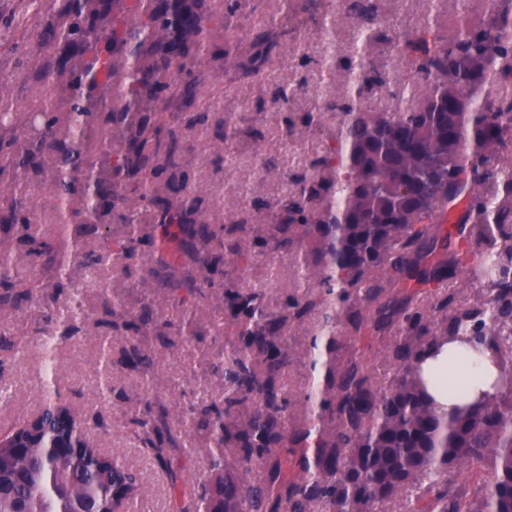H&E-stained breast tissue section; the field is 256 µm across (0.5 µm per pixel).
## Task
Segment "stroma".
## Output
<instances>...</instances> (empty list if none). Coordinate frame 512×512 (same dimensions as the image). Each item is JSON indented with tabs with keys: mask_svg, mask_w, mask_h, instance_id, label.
Listing matches in <instances>:
<instances>
[{
	"mask_svg": "<svg viewBox=\"0 0 512 512\" xmlns=\"http://www.w3.org/2000/svg\"><path fill=\"white\" fill-rule=\"evenodd\" d=\"M280 8V0H242L234 22L233 36L240 49H247L254 30L269 26ZM382 15L378 43L373 52L376 68L387 75V86L378 88L368 105L377 111L394 109L403 85L411 77L395 54L394 45L412 34L427 16H436L443 33H451L460 13L458 0H380ZM42 24L33 22L23 43L22 55H0V71L14 79L0 89V98L20 112L31 111L42 99L54 102L57 111H65L62 97L56 96L55 84L21 71L20 59L56 60L64 56V44L43 41ZM358 35L352 24L343 21L334 27V44L324 48L319 28L310 26L298 34L282 39L276 55L256 78L246 79L219 63L206 68V80L198 88L192 103H185L180 92L184 75L168 72V85L160 100L163 112L176 117L178 131L186 146L182 165L189 180L208 184L201 211L207 222L222 224L248 214L252 197L275 204L281 194L284 172L319 175L314 161L335 133L339 118L325 111L326 102L345 94L350 81L347 66L356 56ZM293 88L295 97L288 109L274 102L279 87ZM322 111L319 127L295 139L284 136L286 118ZM232 117L247 142V149L226 145V152L236 157L234 165H225L209 145L222 134L225 117ZM292 260L285 255H256L248 268L225 263L224 278L237 285H247L265 294L271 308H278L295 288L289 275ZM148 262L135 258L126 270H103L98 282L86 280L80 266H72L61 282L53 300L54 310L67 315L73 299H80L86 314L76 337L68 342L48 345L46 336L38 334L41 303L21 311H0V325L9 326L22 336L23 350L17 362L6 364L4 376L10 382L13 398L0 404V425L29 419L44 408L47 397L45 358L54 352L57 365L55 385L71 414L86 421L88 439L99 448L120 455L137 477V512H167L166 476L135 446L129 419L145 401L169 406L179 411L185 404L206 399L216 405L224 403V381L215 375L212 364L218 343L212 337L185 340L169 336L153 340L155 378L145 384L140 370L120 365L125 346L122 339L103 345L106 329L99 321L104 316V301L113 289H125L128 309L138 307L136 288L146 277ZM318 315L289 326L287 331L291 361L284 375L290 405L287 417L297 422L305 415L307 383V345ZM111 372L118 391L109 399L99 395L104 372ZM103 415L104 425H96V415Z\"/></svg>",
	"mask_w": 512,
	"mask_h": 512,
	"instance_id": "1",
	"label": "stroma"
}]
</instances>
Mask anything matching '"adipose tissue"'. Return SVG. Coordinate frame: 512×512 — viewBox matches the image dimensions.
Wrapping results in <instances>:
<instances>
[{
	"label": "adipose tissue",
	"mask_w": 512,
	"mask_h": 512,
	"mask_svg": "<svg viewBox=\"0 0 512 512\" xmlns=\"http://www.w3.org/2000/svg\"><path fill=\"white\" fill-rule=\"evenodd\" d=\"M461 367L469 384L462 394H454L448 382V366ZM425 389L445 410L464 408L492 398L498 390L500 367L495 350L485 344L451 339L432 345L418 362Z\"/></svg>",
	"instance_id": "1"
}]
</instances>
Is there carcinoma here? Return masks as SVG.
Instances as JSON below:
<instances>
[{"instance_id": "obj_1", "label": "carcinoma", "mask_w": 512, "mask_h": 512, "mask_svg": "<svg viewBox=\"0 0 512 512\" xmlns=\"http://www.w3.org/2000/svg\"><path fill=\"white\" fill-rule=\"evenodd\" d=\"M333 4L283 0L274 25L286 31L313 24L326 32ZM240 7V0H226L224 14L204 25L205 0H128L121 17L110 14L108 0H21L0 29V51H17L30 18L45 19L46 40L64 43L70 55L55 68L26 65L64 85L69 108L45 105L0 146V172L10 174L0 188L8 200L0 219L58 280L77 258L94 279L105 259L122 270L139 253L150 257L139 310L127 311L117 292L105 301L102 325L113 334L205 333L224 341L214 365L224 379V407H183L187 430L173 428L169 410L150 403L132 419L138 447L166 475L167 512H378L404 492L407 512H512V174L496 163L512 148V98L482 95L493 78L512 81V36L504 35L512 13L463 15L446 40L428 18L396 45L423 94L414 89L393 110L372 112L366 101L385 83L370 62L379 6L342 0L360 47L348 65L350 90L326 104L339 123L315 165L330 177L284 179L274 222L266 226L256 223L265 203L248 218L207 224L200 213L207 186L187 185L184 142L157 111L166 89L160 72H188L183 96L193 99L205 79L197 60L215 32L230 31ZM277 45L266 28L254 33L248 52L224 41L217 59L253 78ZM119 75L125 103L117 108L107 92ZM320 118L305 113L301 125L287 123L285 137ZM19 123L12 106H0L1 130ZM238 137L227 118L213 148L222 152ZM99 147L109 162L98 172L96 197L75 207V183ZM32 171L47 177L59 215L55 233L38 240L30 234L25 192ZM462 201L464 213L448 223ZM89 239L104 242L102 250H82ZM267 251L292 257L291 276H311L316 287L273 311L262 293L216 278L227 257L247 266ZM470 267L487 288L475 303L460 304L455 278ZM44 288L37 279L17 281L12 253L0 251V310H20ZM396 288L415 292L396 301ZM154 294L183 308L182 325L157 319ZM213 297L235 327L231 336L223 321L206 328L196 322L194 310ZM313 313L322 320L308 349L307 414L290 424L283 337L289 324ZM43 319L47 335L71 339L85 315L76 304L62 323L52 310ZM340 324L355 341L368 329L376 333L374 343L397 367L387 387L372 383L364 363L373 343L336 362ZM461 333L495 349L499 390L467 410L438 411L423 397L415 365L435 342ZM20 344L0 326V364ZM121 363L152 374L151 347L130 340ZM57 395L49 392L35 446L0 444V512H113L114 502L134 500L136 476L116 456L87 443L76 452L62 447L70 429L53 413ZM188 440L208 455V487L186 480L197 457L185 448ZM226 451L238 464L232 473L224 471ZM255 463L262 468L258 480L250 477ZM461 468L469 477L449 476Z\"/></svg>"}]
</instances>
